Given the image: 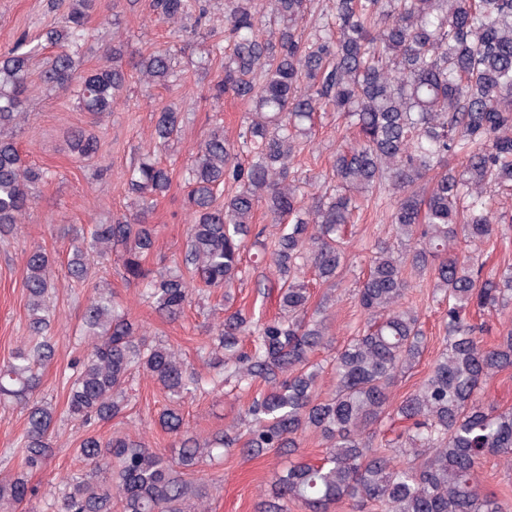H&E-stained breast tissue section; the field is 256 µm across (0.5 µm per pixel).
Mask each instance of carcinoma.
Wrapping results in <instances>:
<instances>
[{
  "label": "carcinoma",
  "mask_w": 512,
  "mask_h": 512,
  "mask_svg": "<svg viewBox=\"0 0 512 512\" xmlns=\"http://www.w3.org/2000/svg\"><path fill=\"white\" fill-rule=\"evenodd\" d=\"M224 71L214 85L246 101L250 112L237 139L215 124L197 144L184 179L191 187L190 221L182 259L156 274L143 259L154 248L149 223L154 202L171 186L169 170L146 152L126 173L132 211L108 223L64 229L71 241L65 277L89 279L94 260L121 248L125 279L169 320L179 318L193 289L192 273L207 288L240 280L248 242L267 228L254 224L264 205L277 226L263 247L275 272L280 313L253 326L240 311L209 327L210 364L224 367L244 391L266 389L246 407L249 431L240 440L218 431L201 441L183 431L170 407L159 424L179 437L174 458L128 436L88 433L79 452L85 470L61 477L55 512H204L203 494L188 473L205 459L240 447L259 456L271 449L292 455L301 436L317 431L327 442L322 457H302L276 474L261 512H330L347 500L357 512H509V504L484 491L477 470L486 457L512 463V408L485 406L481 391L512 369V329L488 345L482 316L512 305V264L482 277L481 247L501 231L500 193H512V0H328L318 23L302 22L314 0H269L278 27L266 26L264 0H225ZM65 3L54 0L55 10ZM61 25L33 44L25 38L0 52V235L23 222L32 190L49 172L25 164L14 131L25 118L22 96L41 87L76 93L79 108L100 117L112 112L126 82L117 64L125 45L86 72L75 57L90 37L95 0H68ZM198 7L197 22L213 23L199 0H148L170 25L172 42L139 55L135 68L145 87L179 80L182 21ZM56 53L38 63L42 49ZM347 117L355 136L336 149L328 181L298 175L296 158L312 144L315 115ZM186 113H154L150 139L164 147L182 138ZM69 148L78 159L99 151L96 135L76 129ZM383 195L393 201L399 252L375 248L357 292L366 322L334 358V389L319 393L320 366L312 354L330 343L326 306L309 313L307 270L336 283L348 260L345 232L360 201ZM428 276L446 304L442 350L421 384L392 400L398 377L414 367L427 343L419 313L405 305L411 277ZM23 288L28 339L0 366V403L27 413L20 441L22 470L0 477V512H15L36 489L28 473L54 451L55 409L37 396L41 368L52 359L56 312L53 261L40 247L25 256ZM87 352L67 377L70 416L86 427L118 417L125 384L136 370L173 400L202 387L172 347L148 339L112 296L94 288L84 305ZM254 337L244 350L242 337ZM404 424L396 438L377 442L383 419Z\"/></svg>",
  "instance_id": "obj_1"
}]
</instances>
